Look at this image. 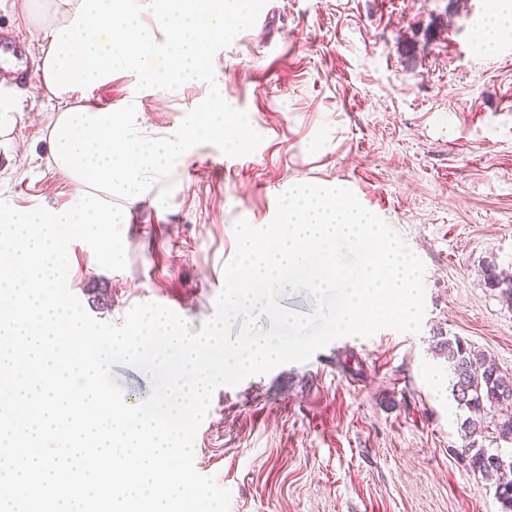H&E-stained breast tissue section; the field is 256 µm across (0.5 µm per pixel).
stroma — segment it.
Instances as JSON below:
<instances>
[{"label": "stroma", "instance_id": "stroma-1", "mask_svg": "<svg viewBox=\"0 0 512 512\" xmlns=\"http://www.w3.org/2000/svg\"><path fill=\"white\" fill-rule=\"evenodd\" d=\"M24 0H0V31L40 34ZM488 0H266L261 18L213 60L225 100L263 137L250 155L193 147L169 205L159 187L122 224L127 266L69 246L68 287L97 320L164 305L198 332L215 310L239 219L269 224L293 177L342 184L425 265L420 333L345 337L215 390L194 466L231 492L229 512H501L495 483L464 467L461 412L439 341L459 337L512 374V303L484 271L512 275V36L480 44ZM208 94L136 88L134 74L72 93L134 104L141 135L175 132ZM0 133V198L74 206L80 188L50 159L57 100L27 83ZM106 289L93 303L92 285Z\"/></svg>", "mask_w": 512, "mask_h": 512}]
</instances>
